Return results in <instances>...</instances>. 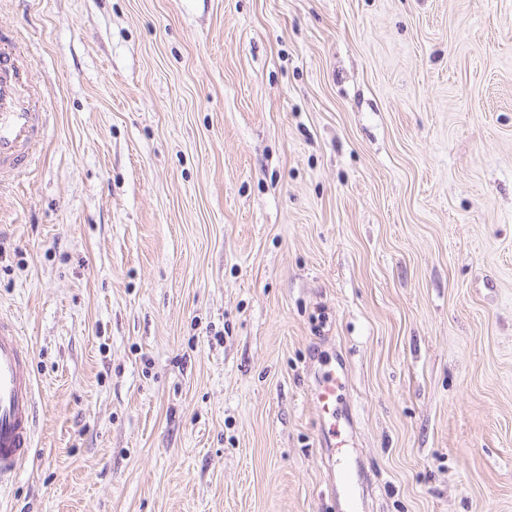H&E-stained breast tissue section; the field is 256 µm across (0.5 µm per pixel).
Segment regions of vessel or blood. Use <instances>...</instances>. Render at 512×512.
I'll return each mask as SVG.
<instances>
[{
	"label": "vessel or blood",
	"instance_id": "b4317fda",
	"mask_svg": "<svg viewBox=\"0 0 512 512\" xmlns=\"http://www.w3.org/2000/svg\"><path fill=\"white\" fill-rule=\"evenodd\" d=\"M22 68L20 52L0 49V179L27 171L43 132V118L32 97L20 93ZM30 358L15 325L0 317V484L14 477L33 446L35 384ZM342 388L340 372L327 368L310 399L330 419L320 453L340 512H363L359 466L350 453L351 421L340 414Z\"/></svg>",
	"mask_w": 512,
	"mask_h": 512
}]
</instances>
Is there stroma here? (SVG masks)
I'll return each instance as SVG.
<instances>
[{
  "label": "stroma",
  "instance_id": "35a3bbf8",
  "mask_svg": "<svg viewBox=\"0 0 512 512\" xmlns=\"http://www.w3.org/2000/svg\"><path fill=\"white\" fill-rule=\"evenodd\" d=\"M34 448L0 512H512V0H0ZM23 58L14 47L0 49V182L27 171L41 140L43 114L33 97L20 93ZM342 375V368L341 372L336 367L324 370L318 375L310 400L331 420L320 453L331 476L332 493L340 512H360L361 509L365 510V501L359 481V466L350 453L352 422L345 415L342 421L340 414Z\"/></svg>",
  "mask_w": 512,
  "mask_h": 512
}]
</instances>
